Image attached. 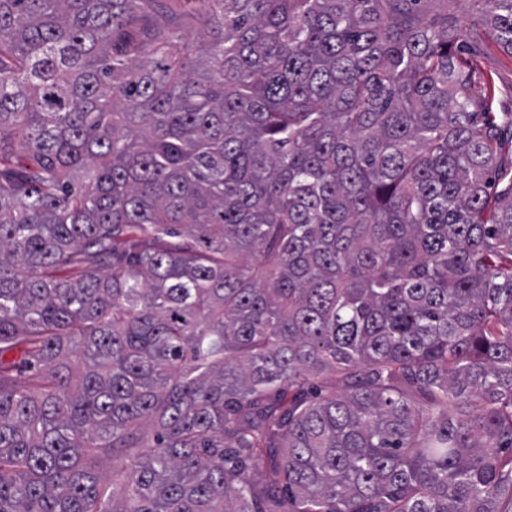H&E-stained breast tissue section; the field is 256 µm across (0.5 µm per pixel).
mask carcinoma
I'll use <instances>...</instances> for the list:
<instances>
[{"label": "carcinoma", "instance_id": "1", "mask_svg": "<svg viewBox=\"0 0 512 512\" xmlns=\"http://www.w3.org/2000/svg\"><path fill=\"white\" fill-rule=\"evenodd\" d=\"M145 2L0 0V512H512V113L448 0Z\"/></svg>", "mask_w": 512, "mask_h": 512}]
</instances>
